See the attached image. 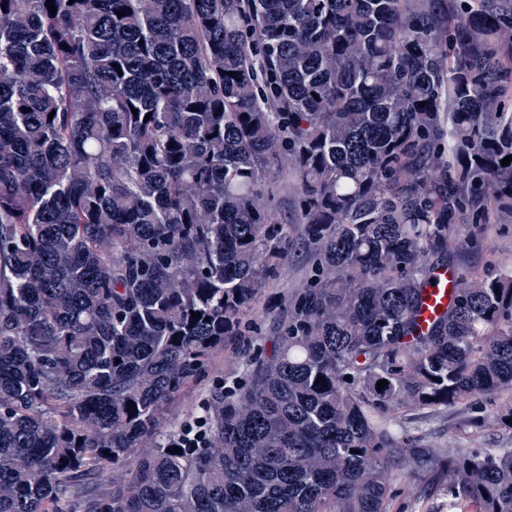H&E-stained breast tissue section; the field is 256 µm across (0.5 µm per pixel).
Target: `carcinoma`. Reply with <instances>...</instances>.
Returning <instances> with one entry per match:
<instances>
[{"label":"carcinoma","instance_id":"carcinoma-1","mask_svg":"<svg viewBox=\"0 0 512 512\" xmlns=\"http://www.w3.org/2000/svg\"><path fill=\"white\" fill-rule=\"evenodd\" d=\"M46 2L0 0V512H388L445 469L448 512H512V448L406 427L492 394L468 423L512 430V266L451 242L512 218V0ZM282 157L315 278L168 427L286 253ZM433 285L428 289L429 300L426 309L422 314V331L426 332L427 322H431L436 312L444 309L448 305V297L450 293V275L448 271L440 269L432 274ZM432 308V310L430 309ZM242 374L239 349L235 345L224 346L212 355L204 376L192 379L183 386L167 411L166 424L179 428L192 422L216 383L237 379ZM147 448H138L134 454L126 462V465L123 468H119L114 473L109 476L103 477H94L88 481L87 491L89 493H99L106 492L112 490V475L115 480H126L128 477V473L134 468L137 457L140 453L146 451Z\"/></svg>","mask_w":512,"mask_h":512}]
</instances>
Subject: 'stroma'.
<instances>
[{"label": "stroma", "mask_w": 512, "mask_h": 512, "mask_svg": "<svg viewBox=\"0 0 512 512\" xmlns=\"http://www.w3.org/2000/svg\"><path fill=\"white\" fill-rule=\"evenodd\" d=\"M270 176L279 186L275 215L288 228V255L242 320L245 345L267 354L275 345L280 324L287 318L289 298L306 285L312 266L298 206L299 180L283 160L271 165ZM455 238L458 265L469 272L483 274L494 262L512 265L511 218L478 229L458 227ZM242 374V357L235 346L227 345L215 352L204 376L190 380L176 396L167 412V425L175 428L192 422L216 383ZM466 418V411L458 407L434 415L417 412L411 415L408 426L412 434L424 436L438 448L447 447L452 440L475 448L512 446V433L495 426L477 429L468 426ZM396 487L398 493L389 504V512H448V495L443 486L429 484L423 478H402Z\"/></svg>", "instance_id": "stroma-1"}]
</instances>
